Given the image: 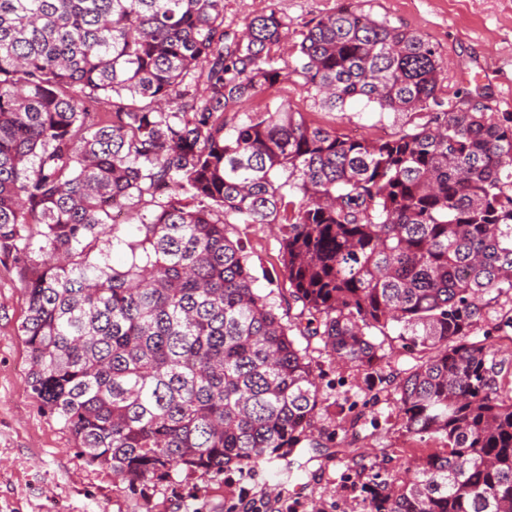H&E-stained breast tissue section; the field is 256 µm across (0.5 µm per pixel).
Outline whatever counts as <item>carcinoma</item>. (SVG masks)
<instances>
[{"mask_svg":"<svg viewBox=\"0 0 512 512\" xmlns=\"http://www.w3.org/2000/svg\"><path fill=\"white\" fill-rule=\"evenodd\" d=\"M300 36L288 61L286 17L231 32L224 0H0V264L26 292L30 390L131 484L256 468L319 447L291 332L318 337L439 443L374 475L369 512H512V363L469 339L512 293V116L443 108L436 48L352 5ZM290 76L424 122L367 140L285 103L225 120ZM229 224L277 229L293 323Z\"/></svg>","mask_w":512,"mask_h":512,"instance_id":"obj_1","label":"carcinoma"}]
</instances>
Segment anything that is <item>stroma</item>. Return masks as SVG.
<instances>
[{"mask_svg": "<svg viewBox=\"0 0 512 512\" xmlns=\"http://www.w3.org/2000/svg\"><path fill=\"white\" fill-rule=\"evenodd\" d=\"M343 0H224L231 29L268 7L288 19V39L300 25L333 11ZM363 13L403 26L428 40L445 67L439 97L468 107L481 102L512 113V0H353ZM288 103L307 120L340 133L371 138L413 127V113L382 112L363 102L324 107L295 81L277 85L253 109ZM231 239L249 257L254 287L285 310L288 281L279 256V237L266 227L232 224ZM512 310V294L500 295L483 311L471 338L491 346L512 340L501 317ZM26 295L16 272L0 268V512H368L364 483L373 473L400 476L397 456L412 442L395 418L390 392L372 395L360 369L336 365L319 339L308 354L325 403H340L342 416L320 413L316 448H300L290 461L214 475L177 471L171 478L136 486L111 469L85 461L71 433L44 412L27 383L28 357L18 327Z\"/></svg>", "mask_w": 512, "mask_h": 512, "instance_id": "35a3bbf8", "label": "stroma"}]
</instances>
